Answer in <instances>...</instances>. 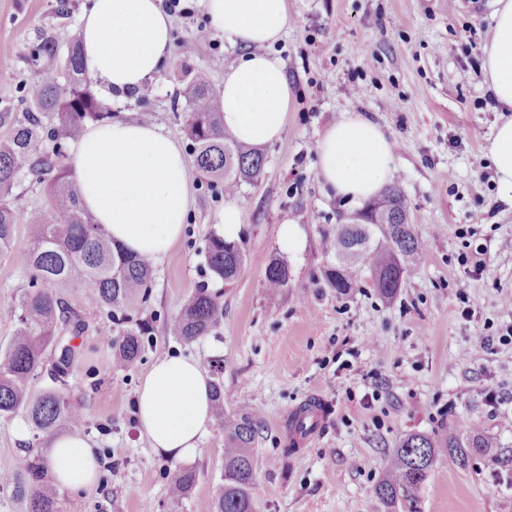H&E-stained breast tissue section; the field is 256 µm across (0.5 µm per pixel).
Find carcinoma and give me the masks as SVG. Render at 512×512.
<instances>
[{"mask_svg": "<svg viewBox=\"0 0 512 512\" xmlns=\"http://www.w3.org/2000/svg\"><path fill=\"white\" fill-rule=\"evenodd\" d=\"M31 64L36 84L33 100L28 111L14 120L10 140L0 142V252L12 248L15 225L28 224L32 229L31 247L19 254L22 266L32 273V283L18 298L19 326L8 344L0 347V416L22 412L36 437L51 439L61 428L75 431L85 426L83 406L67 394L69 371L78 353L71 341L82 336L85 322L77 312L64 308L56 289L78 288L88 306L112 312L116 325L113 363L127 368L142 356L152 330L148 322L133 319L127 310L151 282L154 268L151 259L114 245L103 225L81 207L79 190L70 178L62 143L79 139L88 121L112 120V112L97 97L83 69L79 35L72 34L64 55L54 40L43 39ZM185 132L196 169L210 181L223 184L224 190L234 192L260 175L263 154L224 131L222 113L198 82L189 97ZM47 140L54 142L49 152L41 150ZM28 177L47 183L49 210L15 207L13 189ZM325 242L326 253L335 260L326 278L336 291L351 287L366 268L385 297L397 293L427 247L409 224L406 199L397 185L385 188L378 200L356 214L354 223L339 225ZM246 262L247 255L238 245L218 234L210 235L204 254L207 273L231 282ZM289 280L286 263L271 259L265 268L269 291H281ZM223 318L220 295L203 286L186 300L170 331L192 343L215 331ZM60 323L70 336L56 334ZM221 369L215 366L212 389L215 419L224 431V485L214 512H254L252 444L260 419L245 401L233 413H224ZM44 373L52 385L32 393L30 380ZM485 448L480 438L464 443L452 433L442 440L409 434L394 451L376 496L386 512H396L397 505L426 481L442 450L464 463ZM196 482L195 468L177 469L170 485L171 499H183ZM0 488L12 489L20 512H61L59 492L48 478L41 455L22 456L14 470L0 472Z\"/></svg>", "mask_w": 512, "mask_h": 512, "instance_id": "obj_1", "label": "carcinoma"}]
</instances>
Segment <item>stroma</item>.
I'll return each mask as SVG.
<instances>
[{"instance_id":"stroma-1","label":"stroma","mask_w":512,"mask_h":512,"mask_svg":"<svg viewBox=\"0 0 512 512\" xmlns=\"http://www.w3.org/2000/svg\"><path fill=\"white\" fill-rule=\"evenodd\" d=\"M89 0H0V113L26 111L34 92L28 57L41 36L67 46ZM290 24L273 51L285 65L290 104L281 138L262 145V172L236 192L245 224L239 243L248 261L231 284L206 282L203 250L218 231L220 185L189 169L185 232L156 264L132 312L153 326L150 344L127 369L112 365V315L86 306L80 289L60 294L87 324L70 376L85 407V436L101 464L95 487L61 489L63 512H212L224 484V436L209 425L192 462L198 480L173 501L176 463L155 453L141 432L137 390L153 363L180 352L202 368L224 362V407L247 400L261 417L252 452L255 512H384L375 494L382 470L409 434L480 437L491 453L458 464L441 456L398 512H512V345L499 335L512 311L486 306L512 298V200L503 198L487 146L503 112L483 83L482 58L492 35L493 0H287ZM239 47L216 34L191 57L172 53L159 79L105 97L113 118L150 114L166 134L186 142L190 78L209 92ZM357 70L359 95L347 92ZM349 112L378 124L396 144L393 180L409 222L428 243L423 262L390 298L368 273L336 293L325 282L332 259L324 238L361 203L338 197L317 170L316 144ZM485 214L471 224L474 210ZM303 229L304 251L288 258L290 281L277 297L265 267L279 256L284 221ZM30 228L14 229L0 253V346L18 326L16 298L30 274L14 255ZM220 293L224 320L187 344L168 323L201 284ZM467 360H460L461 352ZM310 397L327 416L314 440L289 449L283 429ZM16 418H0V472L24 451L49 453L33 434L16 436Z\"/></svg>"}]
</instances>
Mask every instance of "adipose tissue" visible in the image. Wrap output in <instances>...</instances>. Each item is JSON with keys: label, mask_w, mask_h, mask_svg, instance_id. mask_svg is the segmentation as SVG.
<instances>
[{"label": "adipose tissue", "mask_w": 512, "mask_h": 512, "mask_svg": "<svg viewBox=\"0 0 512 512\" xmlns=\"http://www.w3.org/2000/svg\"><path fill=\"white\" fill-rule=\"evenodd\" d=\"M162 0H91L80 17L82 61L95 86L126 92L158 77L171 57L172 19ZM213 30L240 46L218 99L224 127L239 141L278 140L290 91L283 61L269 48L289 24L286 0H204ZM492 37L485 45V84L512 110V0H495ZM395 145L368 117L347 113L316 144L318 172L337 195L365 199L393 176ZM503 195H512V118L488 146ZM189 160L159 125L115 120L89 128L71 150V177L83 208L116 245L161 260L181 236L188 209ZM208 377L193 358L155 361L138 392L141 431L151 448L188 461L211 420ZM48 459L63 488L98 481L96 448L75 434L51 440Z\"/></svg>", "instance_id": "obj_1"}]
</instances>
